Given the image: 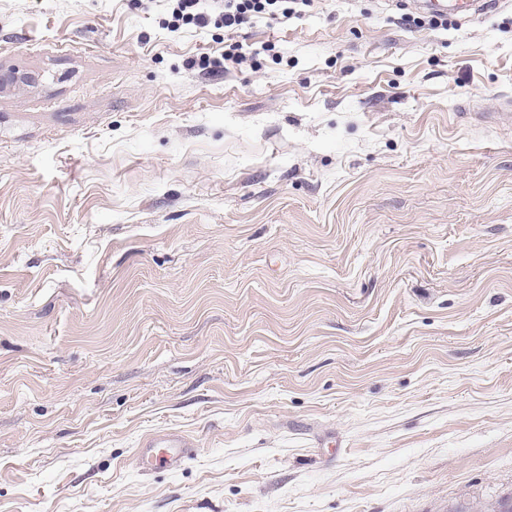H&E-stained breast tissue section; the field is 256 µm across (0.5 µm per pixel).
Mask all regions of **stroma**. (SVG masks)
<instances>
[{"label": "stroma", "mask_w": 512, "mask_h": 512, "mask_svg": "<svg viewBox=\"0 0 512 512\" xmlns=\"http://www.w3.org/2000/svg\"><path fill=\"white\" fill-rule=\"evenodd\" d=\"M168 12L0 0V512L512 495V0ZM171 21L167 28L178 30L181 25L206 28L211 24L224 29H239L259 14H280L287 19L296 13L289 4L310 6L312 0H169ZM506 2L504 0H429L425 5L433 14L458 18L461 15H488L501 9ZM148 448L153 451L142 457L141 463L153 464L163 462L169 467H177L182 459L192 451V446L185 439L171 435L152 439Z\"/></svg>", "instance_id": "35a3bbf8"}]
</instances>
